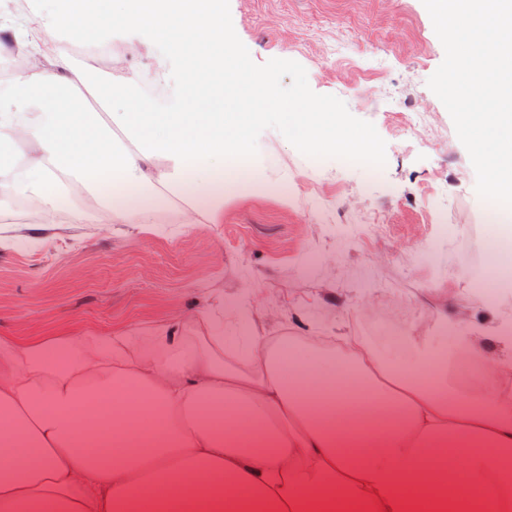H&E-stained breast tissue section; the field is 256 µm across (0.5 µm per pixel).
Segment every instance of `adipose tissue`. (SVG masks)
<instances>
[{
	"mask_svg": "<svg viewBox=\"0 0 512 512\" xmlns=\"http://www.w3.org/2000/svg\"><path fill=\"white\" fill-rule=\"evenodd\" d=\"M135 28L176 48L186 91L167 112L154 97L107 86L99 120L86 69L50 38ZM0 38L36 58L0 93V185L37 197L52 223H153L163 191L188 198V223H221L220 174L250 147L249 130L278 115L296 143L358 149L316 104L296 110L237 63L223 0H67L53 18L0 14ZM242 85L241 109L217 103ZM170 170H163L161 162ZM95 204L75 206L64 177ZM447 322L451 366L391 364L368 346L283 353L259 325L249 363L224 342L162 328L164 360L132 337L0 336V512H502L512 490V333L500 318L476 331ZM355 366L368 383L355 405L314 395L325 375ZM468 378L467 389L449 375ZM112 395L107 424L88 423L91 394Z\"/></svg>",
	"mask_w": 512,
	"mask_h": 512,
	"instance_id": "1",
	"label": "adipose tissue"
}]
</instances>
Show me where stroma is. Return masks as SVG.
I'll return each mask as SVG.
<instances>
[{"mask_svg":"<svg viewBox=\"0 0 512 512\" xmlns=\"http://www.w3.org/2000/svg\"><path fill=\"white\" fill-rule=\"evenodd\" d=\"M224 24L244 68L281 96L316 103L383 163L299 147L278 124L253 127L256 160L278 194L224 198V221L42 224L13 220L0 201V336H139L180 320L203 335L200 314L216 299L233 307L224 333H239L253 300L266 331L304 342L330 329L355 335L373 285L409 288L420 313L485 326L466 302L473 261L466 246L487 237V201L428 79L444 49L422 0H224ZM127 54L125 71L156 74L167 106L184 96L181 60L144 33L103 31ZM410 112L428 115L422 137ZM387 224L373 234L364 217ZM307 329L296 328L293 315Z\"/></svg>","mask_w":512,"mask_h":512,"instance_id":"obj_1","label":"stroma"}]
</instances>
